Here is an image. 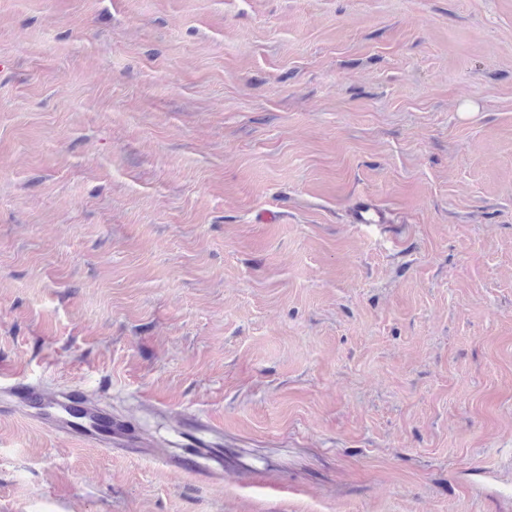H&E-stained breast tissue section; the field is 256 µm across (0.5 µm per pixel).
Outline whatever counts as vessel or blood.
<instances>
[{
	"label": "vessel or blood",
	"mask_w": 512,
	"mask_h": 512,
	"mask_svg": "<svg viewBox=\"0 0 512 512\" xmlns=\"http://www.w3.org/2000/svg\"><path fill=\"white\" fill-rule=\"evenodd\" d=\"M0 393L10 396L12 407L0 406V416L8 411L29 407L30 420L41 428L73 438L90 448L111 452L120 448L134 455H149L174 472L198 475L204 482H221L224 473L216 469L221 460L220 444L224 427L210 419L189 415L183 424L188 452L166 456L159 444L147 437L129 420L112 414L101 402L81 399L78 392L48 390L39 383H16L0 377Z\"/></svg>",
	"instance_id": "b4317fda"
}]
</instances>
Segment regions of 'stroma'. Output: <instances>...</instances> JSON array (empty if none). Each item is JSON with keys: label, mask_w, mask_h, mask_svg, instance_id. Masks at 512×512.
Returning a JSON list of instances; mask_svg holds the SVG:
<instances>
[{"label": "stroma", "mask_w": 512, "mask_h": 512, "mask_svg": "<svg viewBox=\"0 0 512 512\" xmlns=\"http://www.w3.org/2000/svg\"><path fill=\"white\" fill-rule=\"evenodd\" d=\"M0 374L231 463L4 416L0 512H512V0H0ZM353 223L356 224H386L387 219L385 214L374 207L368 201L358 202L353 214ZM1 392L10 396L13 406H0V416L21 411L23 417L53 434L71 437L105 453L112 454V449L120 448L134 455H149L171 471L196 474L206 483H219L224 478L223 467L214 469L200 461L210 458L223 463L221 448H217L224 438V426L220 422L189 415L183 424L182 437L193 450L168 457L158 449L159 442L140 432L132 422L112 415L100 401L83 400L76 391L47 390L41 383H16L1 376ZM22 404L35 411L29 413ZM73 407L79 408V416L75 417Z\"/></svg>", "instance_id": "stroma-1"}]
</instances>
